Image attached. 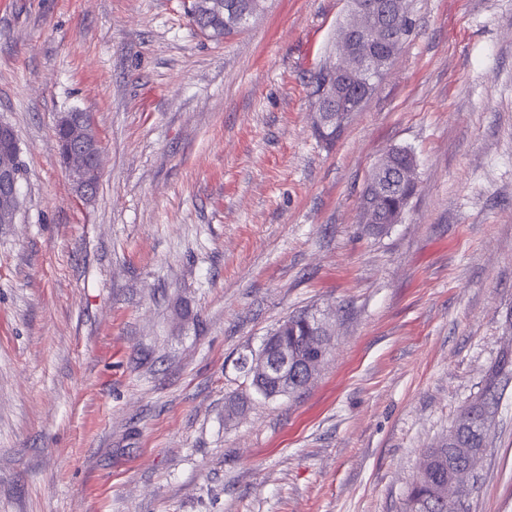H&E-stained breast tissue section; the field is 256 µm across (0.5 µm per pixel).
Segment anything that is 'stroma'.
<instances>
[{
    "mask_svg": "<svg viewBox=\"0 0 512 512\" xmlns=\"http://www.w3.org/2000/svg\"><path fill=\"white\" fill-rule=\"evenodd\" d=\"M348 0H267L216 42L186 0H0V512H401L512 341V0H406L412 32L333 144L316 74ZM93 113V200L58 115ZM417 191L370 235L389 149ZM317 314L328 353L267 398L235 367ZM470 512H512V387ZM0 224L15 223L19 209V146L10 127L0 124ZM412 177V170L403 168L394 170L393 167L390 166L388 155L384 154L368 182V193H366L367 188H365L362 193V196L365 195L363 202L360 204L362 224H370V226L379 225V197L385 191L384 185H386L385 180L387 178H391V180L396 179L398 183H402Z\"/></svg>",
    "mask_w": 512,
    "mask_h": 512,
    "instance_id": "obj_1",
    "label": "stroma"
}]
</instances>
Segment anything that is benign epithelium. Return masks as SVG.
Here are the masks:
<instances>
[{
  "mask_svg": "<svg viewBox=\"0 0 512 512\" xmlns=\"http://www.w3.org/2000/svg\"><path fill=\"white\" fill-rule=\"evenodd\" d=\"M353 27L344 31L336 44V57L323 70L319 93L316 94L313 126L323 129L331 123L350 122L352 113L331 112L336 105V90L349 82L364 83L360 100L370 93L372 82L385 76L399 52L394 31L404 14L402 0H355ZM61 132V160L69 179L79 195L87 200L93 196L99 183L102 149L96 138L85 136L86 127L95 126L93 118L85 112H67L55 121ZM19 146L10 127L0 124V224L15 223L19 209V173L17 162ZM413 177V172L403 168L393 169L388 155L378 162L370 181L368 193L360 204L362 223L376 225L379 217V197L384 192L386 179L402 183ZM325 353L304 361L288 351L287 346L271 353L261 351L242 358L248 378H254L275 388L281 395L288 393L298 378L312 379ZM482 458L479 454L465 457L463 467L451 472L438 493L437 502L444 512H460L458 492L473 486L479 473Z\"/></svg>",
  "mask_w": 512,
  "mask_h": 512,
  "instance_id": "obj_1",
  "label": "benign epithelium"
}]
</instances>
